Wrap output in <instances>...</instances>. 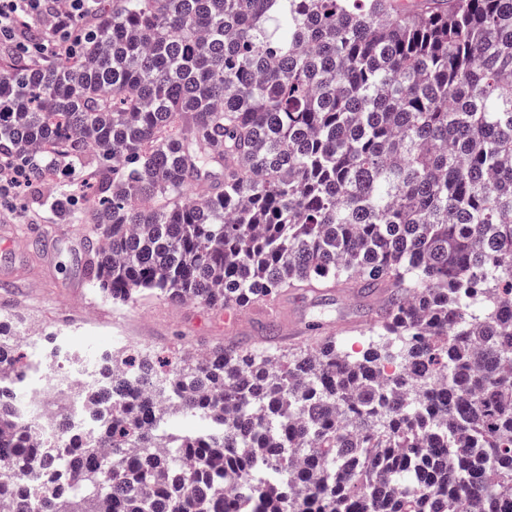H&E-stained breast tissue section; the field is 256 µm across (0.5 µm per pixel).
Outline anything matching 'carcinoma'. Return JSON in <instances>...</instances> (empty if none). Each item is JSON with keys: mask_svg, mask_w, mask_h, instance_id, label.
I'll return each mask as SVG.
<instances>
[{"mask_svg": "<svg viewBox=\"0 0 512 512\" xmlns=\"http://www.w3.org/2000/svg\"><path fill=\"white\" fill-rule=\"evenodd\" d=\"M99 3L74 56L0 67V155L94 168L84 210L53 200L93 288L390 297L352 354L103 353L96 433L58 455L0 388V512H512V0ZM36 468L67 480L33 496Z\"/></svg>", "mask_w": 512, "mask_h": 512, "instance_id": "cac0c4a2", "label": "carcinoma"}]
</instances>
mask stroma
Here are the masks:
<instances>
[{
    "label": "stroma",
    "instance_id": "1",
    "mask_svg": "<svg viewBox=\"0 0 512 512\" xmlns=\"http://www.w3.org/2000/svg\"><path fill=\"white\" fill-rule=\"evenodd\" d=\"M64 185L55 179L34 183L14 213L1 215L0 225L14 226L21 249H12L0 233V270L14 271L12 287L0 286V318L38 338L36 351H64L90 359L115 349L117 337L147 348L160 358L178 352L197 354L217 342L252 345L266 335L267 325L283 327L294 311L318 324L322 336L342 340L345 349L360 347L371 325L373 297L335 289L286 291L267 308L252 306L240 313L251 330L239 333L223 313L197 303L174 305L146 295L130 304L102 297L87 281L82 262L86 240L82 225L59 221L51 202Z\"/></svg>",
    "mask_w": 512,
    "mask_h": 512
}]
</instances>
